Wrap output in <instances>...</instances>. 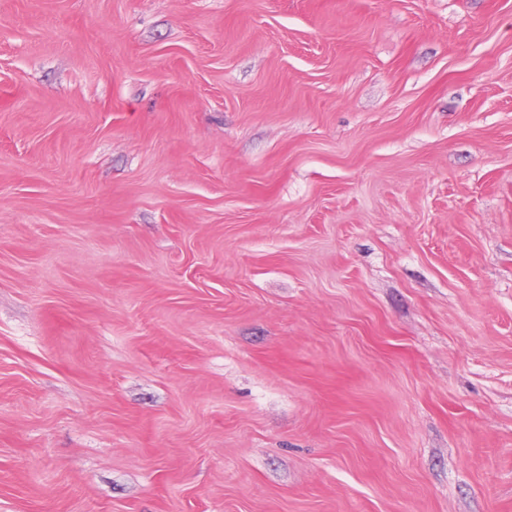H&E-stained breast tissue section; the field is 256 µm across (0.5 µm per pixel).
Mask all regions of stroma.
<instances>
[{
  "label": "stroma",
  "instance_id": "1",
  "mask_svg": "<svg viewBox=\"0 0 512 512\" xmlns=\"http://www.w3.org/2000/svg\"><path fill=\"white\" fill-rule=\"evenodd\" d=\"M0 512H512V0H0Z\"/></svg>",
  "mask_w": 512,
  "mask_h": 512
}]
</instances>
